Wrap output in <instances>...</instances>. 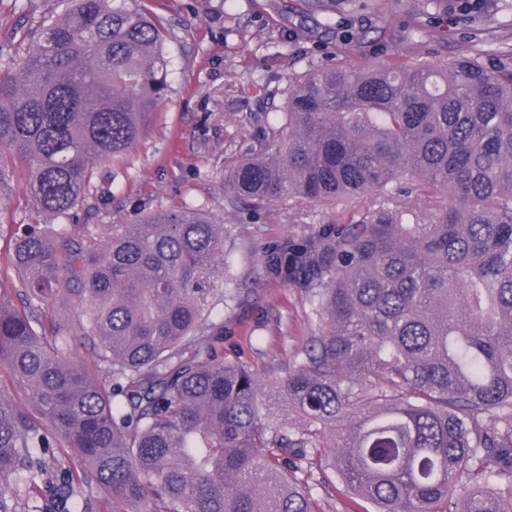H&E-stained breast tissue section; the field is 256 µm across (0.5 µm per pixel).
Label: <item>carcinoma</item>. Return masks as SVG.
I'll use <instances>...</instances> for the list:
<instances>
[{
  "label": "carcinoma",
  "instance_id": "carcinoma-1",
  "mask_svg": "<svg viewBox=\"0 0 512 512\" xmlns=\"http://www.w3.org/2000/svg\"><path fill=\"white\" fill-rule=\"evenodd\" d=\"M0 77L6 157L29 165L36 207L61 221L89 170L119 162L168 91V30L116 0H62ZM335 25L336 0H299ZM414 34L448 0H400ZM490 10L512 26V4ZM269 96L281 91L260 85ZM255 116L224 174L260 210L285 198L341 207L262 252L304 290L317 331L294 364L259 373L224 357V224L186 204L132 224H25L11 263L19 310L0 293V512H39L58 480L72 507L95 490L112 512H319L341 481L375 512H512V62L493 42L434 63L336 66ZM413 194L424 213L394 205ZM93 368L33 312L62 280ZM345 431L343 442L336 435ZM81 459L64 468L57 449ZM466 475L469 486H459Z\"/></svg>",
  "mask_w": 512,
  "mask_h": 512
}]
</instances>
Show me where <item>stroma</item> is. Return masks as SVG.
I'll return each mask as SVG.
<instances>
[{
	"mask_svg": "<svg viewBox=\"0 0 512 512\" xmlns=\"http://www.w3.org/2000/svg\"><path fill=\"white\" fill-rule=\"evenodd\" d=\"M266 2L138 0L171 32L166 43L169 91L123 165H94L71 221L129 224L185 203L222 218L229 241L224 260L232 274L222 315L224 352L243 356L258 370L279 372L301 353L318 320L300 289L269 280L261 253L268 244L336 221L339 213L285 200L254 220L251 202L225 191L222 175L237 155V136L254 129L255 114L276 106L252 88V79L262 76L284 89L312 65L376 68L414 57L443 61L472 52L474 44L453 10L433 19L424 42H414L395 0H377L378 12L356 6L341 13L342 23L366 32L363 41L341 51L336 30L322 29L302 14L279 23ZM60 12V0H0V57L22 58L33 44L32 29ZM51 221L34 206L28 168L18 164L0 190V280L7 283L15 307L25 301L24 285L10 262L16 227ZM257 328L264 334L259 344L252 336Z\"/></svg>",
	"mask_w": 512,
	"mask_h": 512,
	"instance_id": "1",
	"label": "stroma"
}]
</instances>
